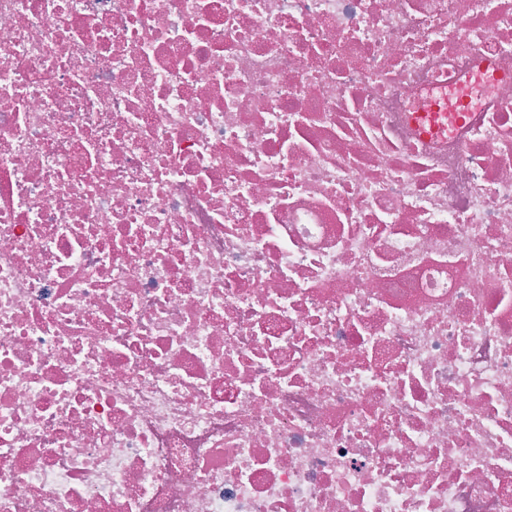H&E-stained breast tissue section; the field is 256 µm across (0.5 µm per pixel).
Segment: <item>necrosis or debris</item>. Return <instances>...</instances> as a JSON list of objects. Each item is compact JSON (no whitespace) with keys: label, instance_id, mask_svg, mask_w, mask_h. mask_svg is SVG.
I'll list each match as a JSON object with an SVG mask.
<instances>
[{"label":"necrosis or debris","instance_id":"4bbe7bcc","mask_svg":"<svg viewBox=\"0 0 512 512\" xmlns=\"http://www.w3.org/2000/svg\"><path fill=\"white\" fill-rule=\"evenodd\" d=\"M0 512H512V0H0Z\"/></svg>","mask_w":512,"mask_h":512}]
</instances>
